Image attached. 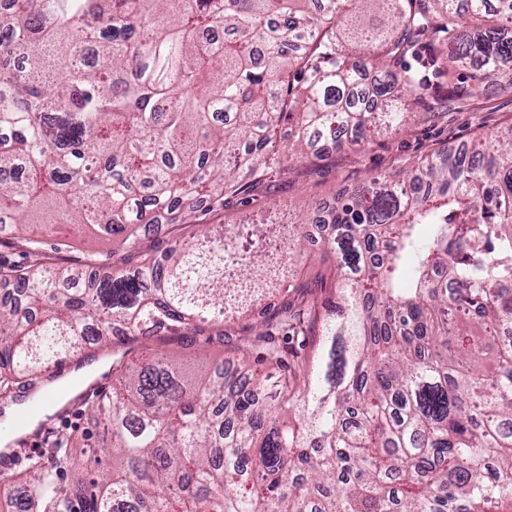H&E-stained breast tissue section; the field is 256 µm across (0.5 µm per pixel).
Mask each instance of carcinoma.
<instances>
[{"label":"carcinoma","mask_w":512,"mask_h":512,"mask_svg":"<svg viewBox=\"0 0 512 512\" xmlns=\"http://www.w3.org/2000/svg\"><path fill=\"white\" fill-rule=\"evenodd\" d=\"M363 0H11L0 10V218L13 231L76 226L110 244L159 216L195 217L285 171L283 124L341 150L399 129L416 89L413 46L438 74L512 86V0H371L386 16L348 63L336 26ZM104 19L93 48L83 30ZM211 30L219 39L202 42ZM26 43L12 71V41ZM230 113L217 121V112ZM224 224L131 273L86 280L52 270L33 244L0 263V395L114 337L221 326L274 296L306 250L304 224ZM322 241L339 256L336 301L285 305L256 334L261 373L161 353L113 355L119 387L91 406L111 457L64 480L71 451L0 472V512H512V135L372 177L336 193ZM21 298L30 315L18 313ZM321 316L317 373L288 362L280 336Z\"/></svg>","instance_id":"carcinoma-1"}]
</instances>
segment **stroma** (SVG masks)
I'll return each mask as SVG.
<instances>
[{
    "mask_svg": "<svg viewBox=\"0 0 512 512\" xmlns=\"http://www.w3.org/2000/svg\"><path fill=\"white\" fill-rule=\"evenodd\" d=\"M412 67L424 78L425 84L408 100L410 112L406 130L383 134L364 146H352L326 155L322 154L320 145L308 146L296 137H289V148L298 159L288 171L253 186L246 198L228 199L224 207L189 221L182 226L181 235L189 239L212 226L253 218L272 206L279 215L296 217L312 204L331 202L336 191L365 182L378 172L411 167L434 149L458 146L478 135L491 138L512 132V89L503 91L490 87L473 95L469 92L468 80L462 78L457 82V92L449 93L447 86L435 78L431 51L426 47L418 49ZM323 234V227L312 228L314 244L310 251L313 258L309 263L295 265L290 296L302 294L318 302L333 297V281L318 276L321 269L318 242ZM33 239L50 245L49 262L54 266L81 267L87 256H97L94 273L103 277L118 267L135 269L144 259L160 255L168 246L164 235L110 248L81 236L74 228L64 236L56 233L44 236L34 231L27 236H1L0 261L24 264ZM225 332L227 337L220 342L213 327L205 326L184 336L165 329L157 335L128 343L127 348L134 358L149 352L178 357L191 354L224 363L234 371L240 368L243 353L253 350L255 330L251 319L246 318L226 326ZM111 388L112 374L107 370L80 386L82 404L72 407L68 413L46 416L33 430L14 434L9 440L14 450L13 468H20L26 455L45 452L48 440L55 434L72 432L94 441L102 440L100 427L90 418L88 403L96 392Z\"/></svg>",
    "mask_w": 512,
    "mask_h": 512,
    "instance_id": "1",
    "label": "stroma"
}]
</instances>
